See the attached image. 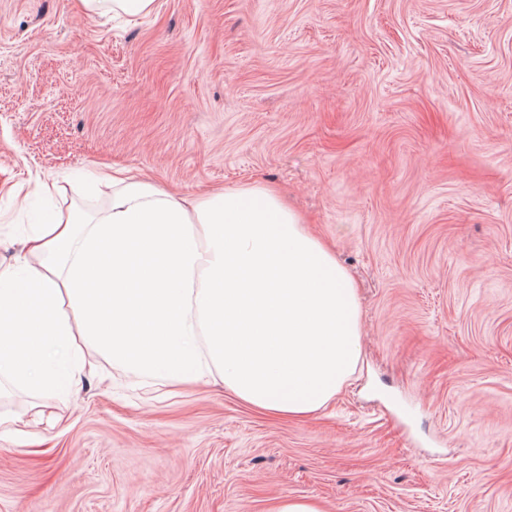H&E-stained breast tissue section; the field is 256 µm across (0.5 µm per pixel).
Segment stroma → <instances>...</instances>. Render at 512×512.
<instances>
[{
  "label": "stroma",
  "mask_w": 512,
  "mask_h": 512,
  "mask_svg": "<svg viewBox=\"0 0 512 512\" xmlns=\"http://www.w3.org/2000/svg\"><path fill=\"white\" fill-rule=\"evenodd\" d=\"M117 168L282 193L355 281L363 369L275 419L87 346L69 397L0 394V512H512V0H0V270ZM82 11L89 18L124 15L129 21L150 14L155 0H79ZM270 512H324L315 501L283 496L271 507Z\"/></svg>",
  "instance_id": "obj_1"
}]
</instances>
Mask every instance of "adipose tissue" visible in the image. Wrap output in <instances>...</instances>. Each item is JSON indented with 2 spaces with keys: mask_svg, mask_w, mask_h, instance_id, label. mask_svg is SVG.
<instances>
[{
  "mask_svg": "<svg viewBox=\"0 0 512 512\" xmlns=\"http://www.w3.org/2000/svg\"><path fill=\"white\" fill-rule=\"evenodd\" d=\"M108 209L37 225L0 272V378L69 395L86 344L144 377L219 373L244 404L300 418L356 371L361 315L347 270L273 190L199 199L122 171Z\"/></svg>",
  "mask_w": 512,
  "mask_h": 512,
  "instance_id": "adipose-tissue-1",
  "label": "adipose tissue"
}]
</instances>
